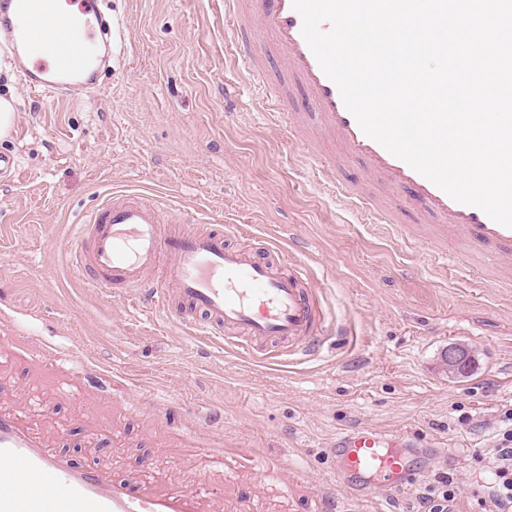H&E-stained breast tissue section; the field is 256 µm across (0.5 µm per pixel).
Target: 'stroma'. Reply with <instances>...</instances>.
<instances>
[{"instance_id":"obj_1","label":"stroma","mask_w":512,"mask_h":512,"mask_svg":"<svg viewBox=\"0 0 512 512\" xmlns=\"http://www.w3.org/2000/svg\"><path fill=\"white\" fill-rule=\"evenodd\" d=\"M121 55L78 104L33 96L0 62L18 102L0 153V328L50 345L0 359V409L22 413L79 469L157 489L205 478L219 512H423L416 491L337 487L338 432L403 430L433 449L420 484L454 480L450 512H497L492 450L512 429V288L435 272L300 170L307 133L287 131L250 84L225 0H112ZM115 189L168 197L242 238L299 250L336 335L320 354L260 363L194 335L174 315L103 295L74 273L75 224ZM459 343L466 376L442 356ZM251 449L240 466L229 451Z\"/></svg>"}]
</instances>
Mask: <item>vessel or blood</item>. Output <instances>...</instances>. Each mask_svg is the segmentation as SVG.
<instances>
[{"mask_svg": "<svg viewBox=\"0 0 512 512\" xmlns=\"http://www.w3.org/2000/svg\"><path fill=\"white\" fill-rule=\"evenodd\" d=\"M225 6L237 38L268 43L285 68L284 76L269 77L258 49L244 64L249 78L269 80L284 109L303 93L321 136L343 142L386 190L381 196L333 181L346 205L370 223L399 228L410 241L413 233L399 227L407 200L427 225L436 258H447L454 239L497 264L512 258V228L455 201L362 131L305 41L292 0H226ZM111 10L112 0H0V53L28 91L76 101L100 91L122 45ZM232 233L163 198L115 190L78 225L72 267L99 292L117 282L137 303L164 313L178 305L180 325L251 359L285 364L322 351L329 321L305 266L260 238L231 243ZM425 454L407 434L357 427L336 437V483L359 497L373 486L404 492ZM0 512H211V499L197 478L153 492L103 470L75 469L28 422L0 413Z\"/></svg>", "mask_w": 512, "mask_h": 512, "instance_id": "1", "label": "vessel or blood"}]
</instances>
